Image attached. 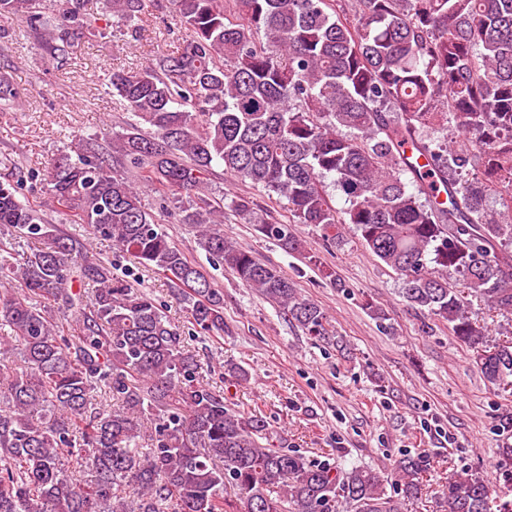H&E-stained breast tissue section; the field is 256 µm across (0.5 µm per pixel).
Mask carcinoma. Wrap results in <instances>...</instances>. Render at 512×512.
<instances>
[{"instance_id":"1","label":"carcinoma","mask_w":512,"mask_h":512,"mask_svg":"<svg viewBox=\"0 0 512 512\" xmlns=\"http://www.w3.org/2000/svg\"><path fill=\"white\" fill-rule=\"evenodd\" d=\"M106 2L121 20L144 9ZM171 2L190 32L182 51L110 75L133 117L126 133L110 150L79 135L73 154L31 172L52 207L171 281L198 333L222 336L223 289L171 243L141 187L183 193L177 223L213 264L311 339L331 340L320 305L224 240V199L201 194L222 166L287 202L277 221L236 197L244 223L290 252L301 249L293 224L330 244L352 228L410 307L448 323L488 383L512 386V339L489 343L468 311L474 297L512 315V0ZM18 14L44 30L51 58L91 27L80 0H0V18ZM19 96L0 73V107ZM336 192L347 207L334 206ZM0 227L41 242L13 265L12 240H0V512H402L382 473L310 460L262 416L226 405L154 299L110 265L76 266L85 244L9 181ZM84 279L87 302L73 291ZM102 391L117 409L95 407ZM74 464L91 465V479L67 476ZM424 472L419 456L397 459L404 497ZM492 493L484 477L450 471L440 508L512 512V497Z\"/></svg>"}]
</instances>
